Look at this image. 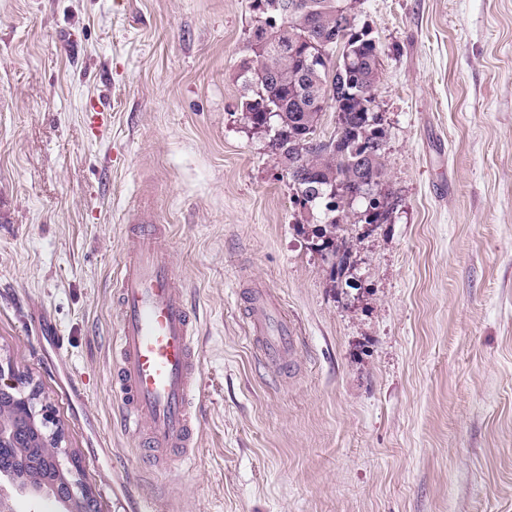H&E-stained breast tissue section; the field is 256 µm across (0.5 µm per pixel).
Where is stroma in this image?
I'll list each match as a JSON object with an SVG mask.
<instances>
[{
  "label": "stroma",
  "instance_id": "obj_1",
  "mask_svg": "<svg viewBox=\"0 0 512 512\" xmlns=\"http://www.w3.org/2000/svg\"><path fill=\"white\" fill-rule=\"evenodd\" d=\"M251 2L0 0V358L96 512H512V0H362L399 205L357 241L350 288L241 119ZM142 210L170 225L198 316L199 446L166 470L112 392L113 284ZM255 282L298 333L293 373L246 331Z\"/></svg>",
  "mask_w": 512,
  "mask_h": 512
}]
</instances>
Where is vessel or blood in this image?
I'll list each match as a JSON object with an SVG mask.
<instances>
[{
	"instance_id": "obj_1",
	"label": "vessel or blood",
	"mask_w": 512,
	"mask_h": 512,
	"mask_svg": "<svg viewBox=\"0 0 512 512\" xmlns=\"http://www.w3.org/2000/svg\"><path fill=\"white\" fill-rule=\"evenodd\" d=\"M168 232V225L140 218L115 279L119 329L112 346V384L119 422L125 432L139 437L149 460L159 447L189 456L200 432L192 409L197 319L161 245ZM247 314L260 356L285 365L298 339L278 297L269 288L255 286Z\"/></svg>"
}]
</instances>
